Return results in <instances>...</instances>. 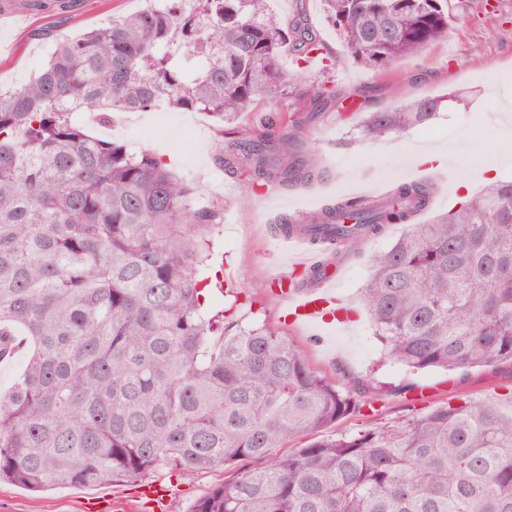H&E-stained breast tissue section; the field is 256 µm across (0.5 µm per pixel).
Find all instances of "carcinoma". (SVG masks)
Returning a JSON list of instances; mask_svg holds the SVG:
<instances>
[{
	"instance_id": "carcinoma-1",
	"label": "carcinoma",
	"mask_w": 512,
	"mask_h": 512,
	"mask_svg": "<svg viewBox=\"0 0 512 512\" xmlns=\"http://www.w3.org/2000/svg\"><path fill=\"white\" fill-rule=\"evenodd\" d=\"M354 61L386 68L448 40L446 0H322ZM322 50L282 28L268 0H149L56 42L25 84L0 88V359L29 356L0 395V482H135L161 464L190 477L264 465L212 487L191 512H512V392L391 425L326 436L383 395L313 369L269 325L207 308L202 270L224 207L202 202L169 164L101 140L72 114L160 108L232 127L227 169L256 187L317 174L292 152L300 100L281 64ZM259 101L269 114L237 124ZM444 96L366 113L364 136L429 122ZM430 184L377 200L339 198L278 230L360 252L392 224L407 232L361 288L375 335L414 371L464 378L512 365V181L422 223Z\"/></svg>"
}]
</instances>
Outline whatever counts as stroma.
<instances>
[{"instance_id":"1","label":"stroma","mask_w":512,"mask_h":512,"mask_svg":"<svg viewBox=\"0 0 512 512\" xmlns=\"http://www.w3.org/2000/svg\"><path fill=\"white\" fill-rule=\"evenodd\" d=\"M44 10L33 15L21 29L0 27V85L26 82L48 58L54 41L75 35L145 5L144 0H80L70 21L56 24L57 0H43ZM454 18L447 41L406 58L389 68H365L348 56L334 29L323 15L320 0H270L272 12L289 25L309 26L323 47L322 55L297 64L293 50H285L283 66L301 73V88L323 85L332 88L331 102L299 105L304 116L293 144L299 155L315 153L321 172L318 179L293 188L271 183L253 190L244 178L225 169L216 151L222 138L219 126L205 118L203 134L180 140L174 149L164 145L162 127H142L128 113H113L126 122L118 133L76 113L77 123L99 138L126 144L130 150H148L162 157L179 175L198 189L204 201L224 206V222L212 239L214 248L203 274L230 271L232 288L212 290L208 303L231 310L238 318L267 323L279 329L306 355L310 365L345 385V373L368 375L386 387L376 412L352 416L330 427V434L353 433L366 423L392 424L443 405L459 404L461 398L480 401L512 392V370L479 367L467 377L442 370L411 372L384 354L374 336L366 312L351 322L291 325L283 318L284 303L272 290L281 271L279 218H296L319 210L336 197L353 195L366 188L387 193L409 181L420 153L437 151L441 157L431 179L436 192L429 210L421 216L430 221L462 199L460 185L478 193L486 185L488 169L501 180H512V152L503 148V113L512 107V0H447ZM448 94V105L426 124L373 140L362 135L364 112L397 105L404 95L418 97ZM248 199L240 208V199ZM407 230L394 224L378 237L368 238L360 256L346 259L338 274L336 291L344 302L357 305L358 290L370 271L373 256L386 251ZM413 384L400 394L396 385ZM224 471H206L186 478L161 466L133 483L83 488L66 484L34 493L7 482L0 483V512H87L99 502L109 512H152L145 494L148 486H170L167 512H189L193 503L223 482Z\"/></svg>"}]
</instances>
